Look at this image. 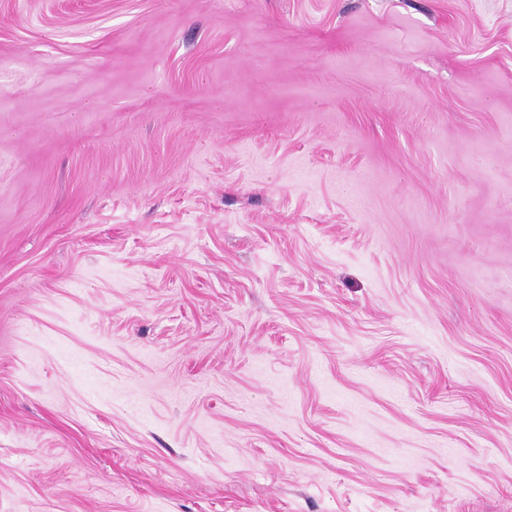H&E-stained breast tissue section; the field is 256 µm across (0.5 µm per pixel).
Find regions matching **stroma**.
Masks as SVG:
<instances>
[{
	"instance_id": "obj_1",
	"label": "stroma",
	"mask_w": 512,
	"mask_h": 512,
	"mask_svg": "<svg viewBox=\"0 0 512 512\" xmlns=\"http://www.w3.org/2000/svg\"><path fill=\"white\" fill-rule=\"evenodd\" d=\"M0 512H512V0H0Z\"/></svg>"
}]
</instances>
